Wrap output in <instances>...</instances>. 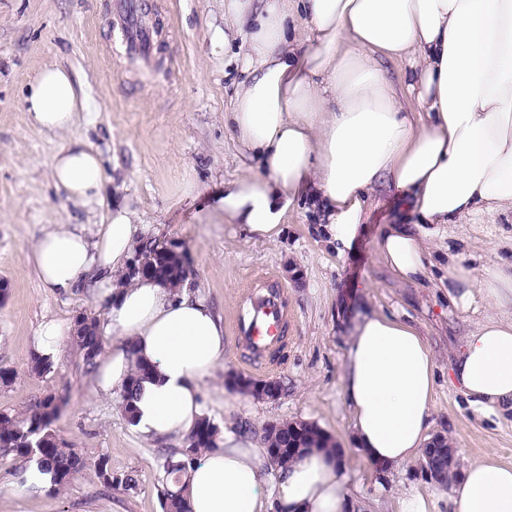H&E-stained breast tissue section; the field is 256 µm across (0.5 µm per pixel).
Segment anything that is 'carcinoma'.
Listing matches in <instances>:
<instances>
[{
  "instance_id": "1",
  "label": "carcinoma",
  "mask_w": 512,
  "mask_h": 512,
  "mask_svg": "<svg viewBox=\"0 0 512 512\" xmlns=\"http://www.w3.org/2000/svg\"><path fill=\"white\" fill-rule=\"evenodd\" d=\"M133 263L140 267L139 276L149 277L163 284L176 285L185 277L181 255L172 245H165L153 238L142 240L135 251ZM75 332L71 342L81 352L87 368L95 366V360L103 351V336L98 320L84 312L74 318ZM274 386L286 390L281 379L254 381L238 378L234 389L254 399H262V391ZM61 413V400L53 395L44 398L38 406L22 417L0 415V452L19 459H36L53 469L55 486L66 487L71 480L90 469L106 488L125 490L136 486L133 478H112V470L104 456L90 462L72 448L58 440L53 424ZM220 429L208 416L202 417L184 437L181 448L164 449V477L162 479V512H191L186 495L185 476L188 470L201 461L203 453L216 447ZM267 445L278 449L269 457V466L278 470L300 458L313 448H336L329 437L313 423L303 420L270 424L263 428Z\"/></svg>"
}]
</instances>
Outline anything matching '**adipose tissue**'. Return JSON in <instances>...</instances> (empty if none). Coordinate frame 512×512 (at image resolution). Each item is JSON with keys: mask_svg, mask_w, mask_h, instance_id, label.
<instances>
[{"mask_svg": "<svg viewBox=\"0 0 512 512\" xmlns=\"http://www.w3.org/2000/svg\"><path fill=\"white\" fill-rule=\"evenodd\" d=\"M305 36H298L299 27ZM213 54L233 52L245 79L224 112V131L256 164L225 182L214 208L248 237L280 234L298 195L322 213L323 242L344 254L385 182L412 226L377 242L399 279L429 278L430 226L512 214V0H224ZM403 63L394 87L380 58ZM22 105L36 128L62 132L85 105L74 75L43 69ZM74 203L99 199L100 152L66 141L50 164ZM127 200L113 202L96 239L66 224L38 239L28 261L48 293L90 288L115 335L96 359L97 391L133 388L134 427L144 437L185 436L205 413L201 383L224 358V325L190 290L152 278L126 281L140 243ZM461 310L492 308L464 338L449 371L478 410L512 412V260L476 274L447 266ZM152 373L131 383L135 360ZM353 439L367 460L401 464L422 454L436 362L412 326L378 312L355 318L342 371ZM343 452L314 450L278 471V493L260 492L266 447L224 430L189 474L192 512H351ZM451 512H512V464L471 462L454 483Z\"/></svg>", "mask_w": 512, "mask_h": 512, "instance_id": "obj_1", "label": "adipose tissue"}]
</instances>
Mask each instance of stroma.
I'll use <instances>...</instances> for the list:
<instances>
[{"mask_svg":"<svg viewBox=\"0 0 512 512\" xmlns=\"http://www.w3.org/2000/svg\"><path fill=\"white\" fill-rule=\"evenodd\" d=\"M114 0H0V280L9 293L0 304V366L16 372L0 384V414L20 416L44 397L65 405L53 428L60 442L88 459L106 456L115 477L135 474L134 489L100 492L92 472L64 490L17 498L13 455L0 453V512H162V461L157 441L130 425L120 394H95L70 339H62L50 371L31 373L32 336L47 318L97 317L105 344L114 335L103 308L84 289L53 295L40 288L27 256L37 238L57 224L94 235L113 197L126 198L145 236L177 245L190 287L224 321V359L202 384L208 416L221 427L246 423L262 433L272 422L307 420L346 453L345 473L356 512H397L409 491L441 495L450 487L429 482L412 459L377 473L353 443L352 417L341 374L355 311H379L418 329L431 348L437 380L430 435L458 449L459 465L494 455L512 462V414H487L468 404L449 378L464 336L486 307L458 309L448 288L447 258L483 271L512 254V218L495 223L444 224L428 244L436 266L431 282L398 281L377 252L387 225L407 223L389 186L379 187L352 251L337 255L315 230L304 207L288 212L275 239L249 241L236 225L213 214L210 202L225 180L252 164L224 131L233 99L235 64L220 65L209 44L211 28L224 24V0H146L158 22L149 58L126 57L114 25ZM59 66L80 78L86 108L69 133L31 126L21 99L43 69ZM99 150L106 183L101 198L75 204L57 193L51 159L68 138ZM273 278L286 294L290 323L276 358L255 360L234 329L248 289ZM368 291H361V283ZM281 377L288 391L262 401L233 390L228 379Z\"/></svg>","mask_w":512,"mask_h":512,"instance_id":"stroma-1","label":"stroma"}]
</instances>
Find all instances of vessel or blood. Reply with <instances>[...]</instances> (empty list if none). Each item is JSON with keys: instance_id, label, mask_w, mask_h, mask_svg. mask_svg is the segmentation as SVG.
Returning <instances> with one entry per match:
<instances>
[{"instance_id": "b4317fda", "label": "vessel or blood", "mask_w": 512, "mask_h": 512, "mask_svg": "<svg viewBox=\"0 0 512 512\" xmlns=\"http://www.w3.org/2000/svg\"><path fill=\"white\" fill-rule=\"evenodd\" d=\"M116 26L130 55L148 56L152 43L151 29L132 24L125 0H120ZM249 316L240 321L238 332L256 355H264L280 346L288 331V306L282 288L268 287L266 292L253 294L249 299Z\"/></svg>"}]
</instances>
